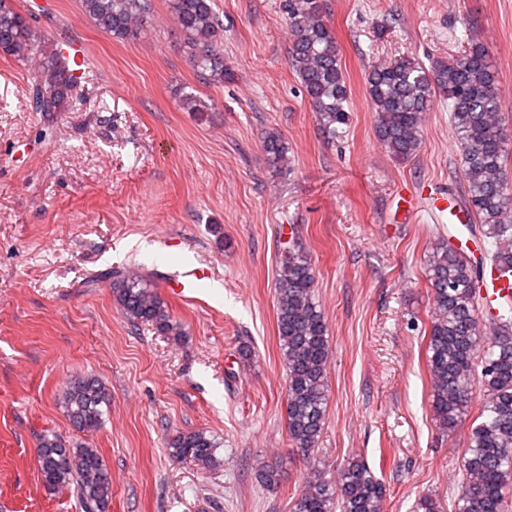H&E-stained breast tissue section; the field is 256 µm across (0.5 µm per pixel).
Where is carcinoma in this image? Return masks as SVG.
Segmentation results:
<instances>
[{
  "instance_id": "carcinoma-1",
  "label": "carcinoma",
  "mask_w": 512,
  "mask_h": 512,
  "mask_svg": "<svg viewBox=\"0 0 512 512\" xmlns=\"http://www.w3.org/2000/svg\"><path fill=\"white\" fill-rule=\"evenodd\" d=\"M84 13L104 34L131 41L149 16L151 0H81ZM177 27L188 41L193 66L207 83L224 82L221 43L224 24L214 0H170ZM289 30V61L315 112L323 134L336 139L348 124L351 89L336 36L323 19L320 0H283ZM39 37L34 19L0 0V53L29 60ZM38 77L28 103L36 112L73 105L78 76L61 65L60 53L41 50ZM366 93L375 112V134L392 155L408 159L423 145L422 116L439 97L448 99L450 122L460 144L467 203L479 233L493 240L492 262L512 267V185L507 180L508 138L501 112L503 90L487 47L470 40L459 55L434 59L425 67L413 57L372 67ZM269 166L289 169V147L270 131L264 138ZM434 309L427 343L432 379L431 407L438 428L456 430L467 414L473 386L482 395L480 421L472 424L461 460L456 512H506L512 488V318L479 319L483 268L444 244L428 259ZM316 274L307 256L294 249L284 258L276 283L277 331L287 368L286 416L293 448L310 456L318 446L328 403L329 339L316 299ZM127 316L154 325L179 340L183 333L165 303L137 280L112 287ZM108 388L92 376L70 382L65 409L72 424L92 432L102 421ZM217 443L203 430L180 432L168 444L175 460L207 468L217 463ZM36 465L49 489L76 483L82 512H106L112 479L102 476L104 460L95 448H68L44 437ZM384 482L362 456L328 477L316 468L306 476L291 512H383Z\"/></svg>"
}]
</instances>
